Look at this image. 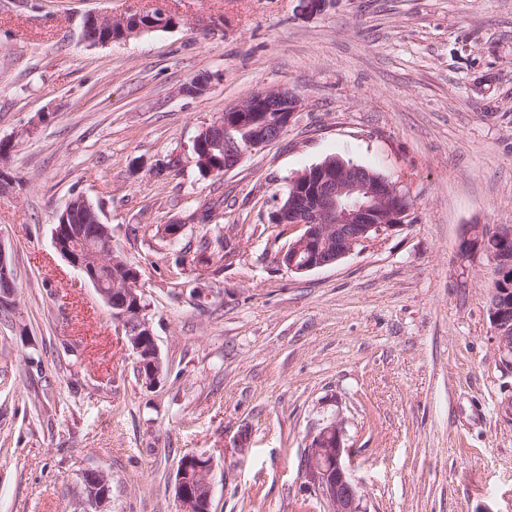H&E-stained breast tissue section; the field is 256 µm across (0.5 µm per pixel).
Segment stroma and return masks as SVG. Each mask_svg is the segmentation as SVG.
<instances>
[{
    "label": "stroma",
    "mask_w": 512,
    "mask_h": 512,
    "mask_svg": "<svg viewBox=\"0 0 512 512\" xmlns=\"http://www.w3.org/2000/svg\"><path fill=\"white\" fill-rule=\"evenodd\" d=\"M159 9L176 25L82 39L89 13ZM277 87L302 102L283 137L202 176L200 126ZM1 139L0 512H84L88 471L102 512H177L190 452L214 460L215 512H327L298 469L337 416L369 512H512L494 268L460 256L470 226L512 224V0H0ZM329 156L400 185L414 220L293 273L269 216ZM78 194L140 273L153 384L54 247ZM216 199L213 223L159 233ZM13 270L7 260L6 252L4 248L0 245V304L1 301L5 302V305H1V311L8 310L11 305L7 303H12L13 298Z\"/></svg>",
    "instance_id": "35a3bbf8"
}]
</instances>
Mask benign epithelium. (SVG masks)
<instances>
[{
  "instance_id": "7a95c632",
  "label": "benign epithelium",
  "mask_w": 512,
  "mask_h": 512,
  "mask_svg": "<svg viewBox=\"0 0 512 512\" xmlns=\"http://www.w3.org/2000/svg\"><path fill=\"white\" fill-rule=\"evenodd\" d=\"M169 15L157 10L151 15L111 18L89 15L95 25L94 36L84 35L91 44L126 40L144 30L165 25ZM301 107V98L288 89H269L255 93L240 105L218 114L201 126L193 143L209 154L219 151L222 167L203 166V174H225L236 168L248 153L279 140L292 124ZM83 206L90 224H73L71 218ZM413 204L397 183L360 166L334 164L332 160L315 165L290 180L288 192L271 213L270 222L284 227L291 239L278 253L277 262L290 272L303 273L334 265L370 244L390 237L406 225ZM210 222L200 214L159 226L160 234L175 239L185 224ZM489 231L479 226L469 229L460 256L477 253L489 258L503 287L493 291L489 313L503 353L502 363L512 369V227L500 224L494 230L500 251L490 248ZM57 252L91 281L109 306L114 320L124 331L137 356L139 376L154 383L162 372V359L151 323L144 307L140 275L126 265L125 277L111 278L112 234L100 223L94 207L81 196L70 200L58 216L53 231ZM13 270L0 246V302L13 298ZM345 426L336 417L307 437L300 478L307 490L325 503L329 512H367L365 496L352 474L351 449L345 446ZM214 467L204 454H185L177 468L176 499L178 512H192L194 490L201 489L212 500Z\"/></svg>"
}]
</instances>
